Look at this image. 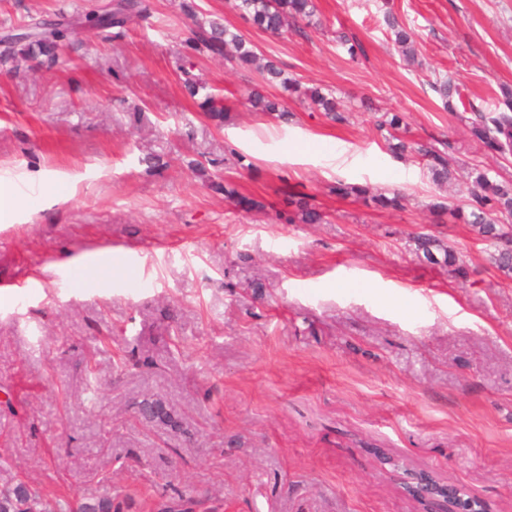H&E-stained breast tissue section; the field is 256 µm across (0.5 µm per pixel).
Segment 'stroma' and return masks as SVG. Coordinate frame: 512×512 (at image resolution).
Listing matches in <instances>:
<instances>
[{
  "instance_id": "35a3bbf8",
  "label": "stroma",
  "mask_w": 512,
  "mask_h": 512,
  "mask_svg": "<svg viewBox=\"0 0 512 512\" xmlns=\"http://www.w3.org/2000/svg\"><path fill=\"white\" fill-rule=\"evenodd\" d=\"M115 2L0 0V38L63 25L57 60L0 66V175L41 182L46 198L0 228V398L14 405L0 411V485L71 501L108 480L121 512H155L169 481L192 489L196 512H420L401 480L423 471L512 512V277L468 225L430 213L466 185H437L375 126L401 114L405 140L512 180V157L469 132L512 87V0H314L277 36L233 0H141L123 28L83 27ZM215 18L332 90L344 121L192 46ZM392 18L416 31L415 61ZM187 61L223 119L185 88ZM448 74L474 111H448L434 87ZM250 85L287 118L253 111ZM298 194L323 223L292 222ZM421 234L466 273L428 262ZM106 250L128 258L112 283L64 278ZM146 397L179 429L142 424ZM418 250L422 251L424 257L431 263H438L434 250L443 254V262L448 266H454L459 261L457 255L448 246H444L441 241L430 235H418L416 238Z\"/></svg>"
}]
</instances>
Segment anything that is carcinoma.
<instances>
[{
  "label": "carcinoma",
  "mask_w": 512,
  "mask_h": 512,
  "mask_svg": "<svg viewBox=\"0 0 512 512\" xmlns=\"http://www.w3.org/2000/svg\"><path fill=\"white\" fill-rule=\"evenodd\" d=\"M134 7V0H122L116 4L112 15L106 14L98 18L103 28L119 27L127 20V13ZM236 8L248 16L258 29L271 34H278L288 21V18H309L313 16L315 6L313 0H236ZM389 26L395 36V42L400 44L405 52L412 51L415 34L412 30L399 24L396 20L389 21ZM56 28L42 25L32 32V37L26 41L13 42L0 52L3 60L18 61L36 59L40 56L53 58L58 49ZM197 40L209 51L215 54L224 53V47L231 45L236 52V60L242 65H248L255 59L250 42L241 34L233 33L224 24L212 20L209 29L201 31ZM264 79L269 83L278 82L290 92H295L309 99L319 111L333 120H341L340 106L330 93H323L319 87H304L293 77L283 76V70L274 62L269 61L263 67ZM435 89L448 102V111L456 107L453 98L459 94L458 86L451 76H442L435 82ZM248 103L260 112H278L280 116L288 114V110L280 102L271 100L257 88L247 94ZM501 104L503 109L498 112H477L471 122L470 133L487 150L506 159L512 155V88L503 92ZM404 118L398 113H385L378 121L377 128L387 130L395 143L390 145L394 153L407 150L419 154L426 160L428 172L439 184H451L460 179L471 181L479 191L470 198L453 204L438 202L432 205L436 217L448 215L453 223H463L483 241L495 247L492 255L496 267L506 275L512 274V181L494 179L490 171L481 166L470 167L462 172L448 165L446 153L433 146L418 144L409 145L399 139ZM301 222L317 224L322 221L323 214L313 207L308 196L299 195L292 200ZM418 250L431 263L438 262L436 253L443 254V262L454 266L458 257L454 251L444 246L441 241L430 235L416 237ZM139 411L144 418L162 423L172 422V415L165 405L159 401L145 400L139 405ZM0 512H47L40 497L23 481L0 489ZM56 512H118L112 499V490L90 494L75 502L67 501L65 505H57Z\"/></svg>",
  "instance_id": "carcinoma-1"
}]
</instances>
